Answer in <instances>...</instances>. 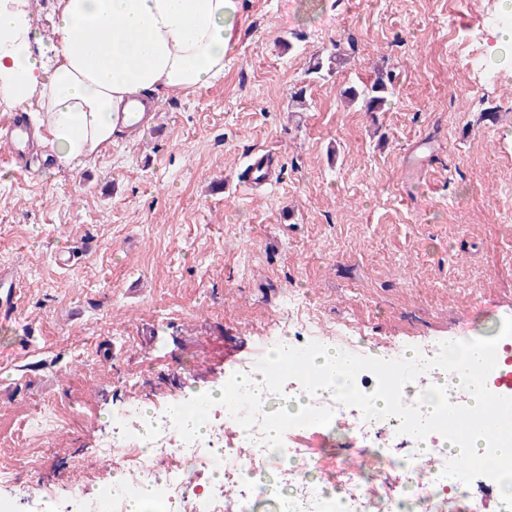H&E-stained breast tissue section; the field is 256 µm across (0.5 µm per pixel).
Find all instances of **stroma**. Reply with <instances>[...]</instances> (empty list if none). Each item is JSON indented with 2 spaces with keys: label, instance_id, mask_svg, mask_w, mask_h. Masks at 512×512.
Instances as JSON below:
<instances>
[{
  "label": "stroma",
  "instance_id": "stroma-1",
  "mask_svg": "<svg viewBox=\"0 0 512 512\" xmlns=\"http://www.w3.org/2000/svg\"><path fill=\"white\" fill-rule=\"evenodd\" d=\"M486 2L237 0L223 75L168 91L139 137L71 169L0 156V269L20 276L0 323L12 512H32V481L112 477L130 399L155 410L217 388L261 341L299 343L289 301L350 328L368 359L512 327V24L485 28ZM382 72L381 111L345 103ZM259 147L280 155L271 189L238 182ZM79 241L93 250L61 266ZM303 438L375 467L346 435Z\"/></svg>",
  "mask_w": 512,
  "mask_h": 512
}]
</instances>
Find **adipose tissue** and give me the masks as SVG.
Segmentation results:
<instances>
[{
	"label": "adipose tissue",
	"mask_w": 512,
	"mask_h": 512,
	"mask_svg": "<svg viewBox=\"0 0 512 512\" xmlns=\"http://www.w3.org/2000/svg\"><path fill=\"white\" fill-rule=\"evenodd\" d=\"M52 26L32 25L30 0H0V103L39 98L32 122L63 168L111 145L138 98L222 75L240 38L234 0H57ZM310 362L316 378L300 390L303 406L324 375L349 392L342 353L325 347Z\"/></svg>",
	"instance_id": "ef3b65f1"
}]
</instances>
